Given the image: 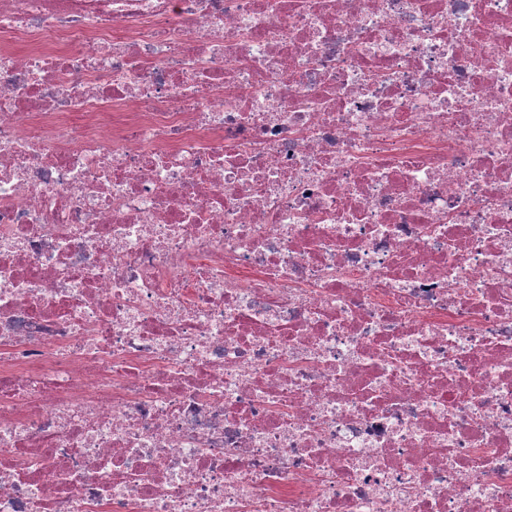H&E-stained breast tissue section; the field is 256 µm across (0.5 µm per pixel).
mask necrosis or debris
Returning a JSON list of instances; mask_svg holds the SVG:
<instances>
[{
  "label": "necrosis or debris",
  "mask_w": 512,
  "mask_h": 512,
  "mask_svg": "<svg viewBox=\"0 0 512 512\" xmlns=\"http://www.w3.org/2000/svg\"><path fill=\"white\" fill-rule=\"evenodd\" d=\"M0 512H512V0H0Z\"/></svg>",
  "instance_id": "1"
}]
</instances>
